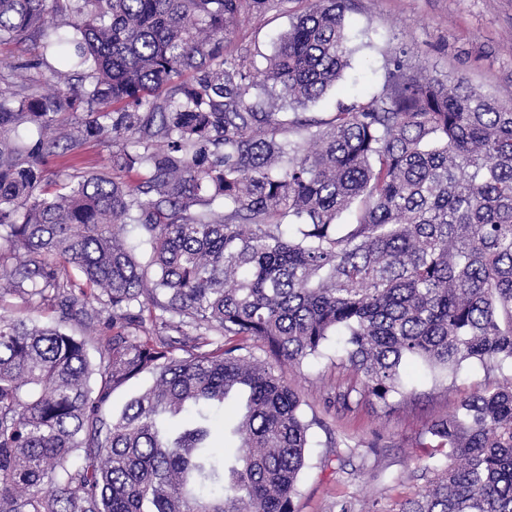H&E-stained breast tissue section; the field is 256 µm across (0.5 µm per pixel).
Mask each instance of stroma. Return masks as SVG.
Wrapping results in <instances>:
<instances>
[{"instance_id": "obj_1", "label": "stroma", "mask_w": 512, "mask_h": 512, "mask_svg": "<svg viewBox=\"0 0 512 512\" xmlns=\"http://www.w3.org/2000/svg\"><path fill=\"white\" fill-rule=\"evenodd\" d=\"M307 6V0H289L286 8L241 22L234 47L248 49L258 66H265L278 35ZM346 33L349 65L308 111L332 112L339 104H361L379 95L389 63L401 50L427 75L466 78L483 94L512 105V0H356ZM111 157V145L98 141L74 151L59 149L46 160L44 177L53 183L63 173L82 178L107 172ZM283 374L312 423L295 512H337L342 502L349 512H398L421 487L413 474L426 454L421 444L426 427L452 414L490 378L511 377L512 367L490 375L470 362L451 377L411 361L403 366L401 380L415 399L396 396L384 405L364 398L347 410L336 397L356 378L335 341H327L317 357L284 367Z\"/></svg>"}]
</instances>
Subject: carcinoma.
<instances>
[{
	"label": "carcinoma",
	"instance_id": "obj_1",
	"mask_svg": "<svg viewBox=\"0 0 512 512\" xmlns=\"http://www.w3.org/2000/svg\"><path fill=\"white\" fill-rule=\"evenodd\" d=\"M288 2L0 0V46L37 44L0 69V296L58 313L0 314V512H294L310 423L282 366L338 337L347 408L409 395V360L512 363V108L395 58L370 101L289 112L348 67L353 0H311L263 69L229 48ZM88 140L112 175L49 188ZM241 395L228 457L209 422ZM426 434L447 462L399 512H512V378ZM111 157L112 145L99 141L86 142L74 151L59 148L46 160L44 177L55 188L54 182L59 181L61 173L78 176L75 182L101 172L112 174ZM153 382V376L150 373H144L138 378L130 381L124 388L116 391L112 395L111 411L113 415H118L135 395L149 387Z\"/></svg>",
	"mask_w": 512,
	"mask_h": 512
}]
</instances>
